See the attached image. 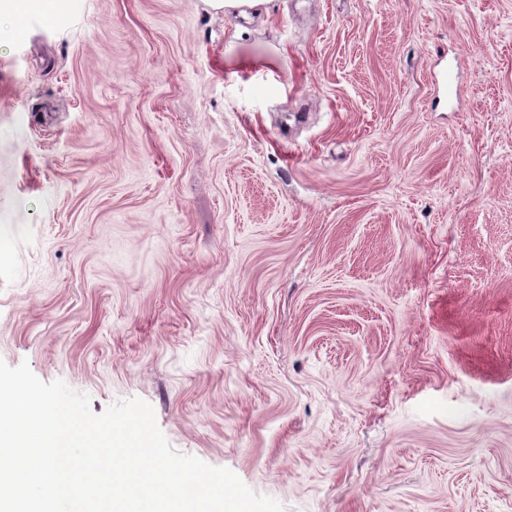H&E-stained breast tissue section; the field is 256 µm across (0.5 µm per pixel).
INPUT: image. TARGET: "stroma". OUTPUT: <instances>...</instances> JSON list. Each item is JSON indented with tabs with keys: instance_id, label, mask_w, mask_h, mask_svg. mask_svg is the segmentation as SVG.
Segmentation results:
<instances>
[{
	"instance_id": "1",
	"label": "stroma",
	"mask_w": 512,
	"mask_h": 512,
	"mask_svg": "<svg viewBox=\"0 0 512 512\" xmlns=\"http://www.w3.org/2000/svg\"><path fill=\"white\" fill-rule=\"evenodd\" d=\"M0 359L284 512H512V0H0Z\"/></svg>"
}]
</instances>
